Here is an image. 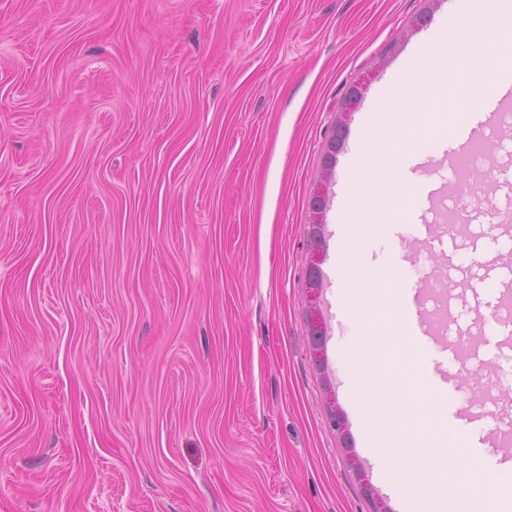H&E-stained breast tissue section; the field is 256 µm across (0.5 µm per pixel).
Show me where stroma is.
<instances>
[{
	"label": "stroma",
	"instance_id": "35a3bbf8",
	"mask_svg": "<svg viewBox=\"0 0 512 512\" xmlns=\"http://www.w3.org/2000/svg\"><path fill=\"white\" fill-rule=\"evenodd\" d=\"M449 3L0 0V512H400L328 423L343 332L319 369L307 231L337 123ZM503 353L464 404L507 396Z\"/></svg>",
	"mask_w": 512,
	"mask_h": 512
}]
</instances>
